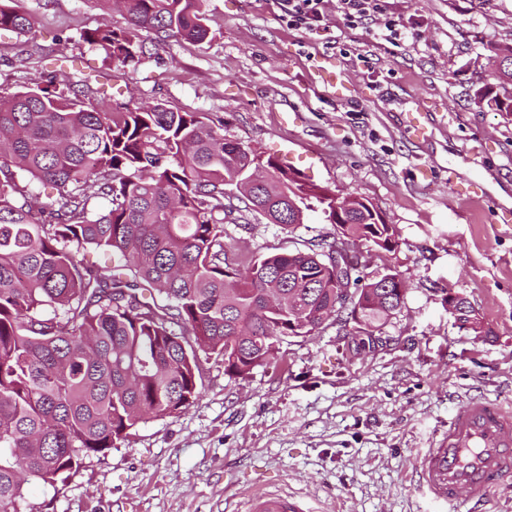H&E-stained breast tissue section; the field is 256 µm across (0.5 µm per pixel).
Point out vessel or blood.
Listing matches in <instances>:
<instances>
[{
    "instance_id": "1",
    "label": "vessel or blood",
    "mask_w": 512,
    "mask_h": 512,
    "mask_svg": "<svg viewBox=\"0 0 512 512\" xmlns=\"http://www.w3.org/2000/svg\"><path fill=\"white\" fill-rule=\"evenodd\" d=\"M414 469L419 489L459 512H484L487 501L512 475V409L490 399L457 408ZM247 512H313L311 501L279 490L247 498Z\"/></svg>"
}]
</instances>
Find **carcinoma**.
<instances>
[{
	"mask_svg": "<svg viewBox=\"0 0 512 512\" xmlns=\"http://www.w3.org/2000/svg\"><path fill=\"white\" fill-rule=\"evenodd\" d=\"M127 26L107 22L81 34L123 67L152 53L142 34L192 42L210 33L204 0H121ZM31 16L0 6V30L25 33ZM494 76L512 85V49L496 55ZM512 112V95L489 97ZM262 167L264 182L236 196L224 180ZM55 193L35 204L29 182ZM284 195L275 219L304 223L310 201L324 218L335 193L302 181L275 157L224 137V120L156 103L112 108L105 92L57 81L53 73L0 97V512H18L25 485L66 476L117 447L147 419L174 416L199 397L200 355L230 377L247 378L277 359L276 345L306 321L305 336L329 320L346 327L338 302L358 296L370 336L404 303L395 289L339 280L326 267L336 241L306 251L244 257L224 244L235 215H262L257 200ZM102 199L101 212L89 208ZM385 244L395 228L365 205L342 234ZM90 249L120 261L99 267Z\"/></svg>",
	"mask_w": 512,
	"mask_h": 512,
	"instance_id": "carcinoma-1",
	"label": "carcinoma"
}]
</instances>
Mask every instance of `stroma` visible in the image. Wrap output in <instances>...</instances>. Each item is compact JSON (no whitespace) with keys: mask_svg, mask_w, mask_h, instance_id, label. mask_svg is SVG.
Segmentation results:
<instances>
[{"mask_svg":"<svg viewBox=\"0 0 512 512\" xmlns=\"http://www.w3.org/2000/svg\"><path fill=\"white\" fill-rule=\"evenodd\" d=\"M31 15L0 30V96L29 86L56 52L61 83L96 90L110 74L116 107L156 103L224 119L226 138L279 158L306 182L371 201L397 245L359 248L365 272L406 284L402 307L373 336L329 325L289 339L244 379L204 362L199 398L152 419L67 484L30 481L20 512H243L262 489L304 494L320 512H445L416 489L414 459L472 398L512 404V114L478 101L496 50L512 47V0H386L397 44L329 10L314 35L285 25L275 0H205L211 33L173 37L135 66L104 60L80 34L126 25L98 0H0ZM334 62L329 79L318 68ZM419 104L433 133L406 137ZM229 250L304 251L336 227L311 212L285 229L245 216ZM466 297L486 334L455 326L444 291Z\"/></svg>","mask_w":512,"mask_h":512,"instance_id":"stroma-1","label":"stroma"}]
</instances>
